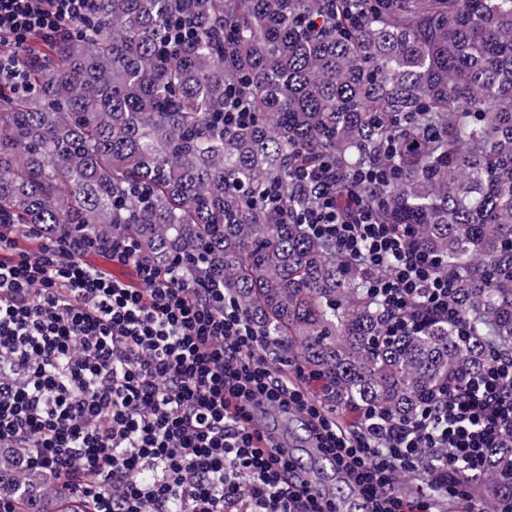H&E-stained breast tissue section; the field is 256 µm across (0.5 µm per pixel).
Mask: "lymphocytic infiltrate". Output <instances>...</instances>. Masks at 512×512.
<instances>
[{
	"instance_id": "lymphocytic-infiltrate-1",
	"label": "lymphocytic infiltrate",
	"mask_w": 512,
	"mask_h": 512,
	"mask_svg": "<svg viewBox=\"0 0 512 512\" xmlns=\"http://www.w3.org/2000/svg\"><path fill=\"white\" fill-rule=\"evenodd\" d=\"M99 0H0V81L24 86L27 49L80 29ZM325 164L303 189L299 220L370 271L369 290L409 325L419 308L454 318L448 277L409 229L345 214ZM29 234L20 249L0 224V447L51 475L90 512H340L256 410L296 412L318 451L367 502V512H476L469 482L488 449L512 439V352L480 378L439 393L411 421L373 408L351 425L330 417L296 371L283 376L260 336L216 283L160 268L131 237L96 247ZM100 252L132 267L131 287L91 264ZM417 483L402 492L401 475Z\"/></svg>"
}]
</instances>
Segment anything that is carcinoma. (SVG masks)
Listing matches in <instances>:
<instances>
[{
	"mask_svg": "<svg viewBox=\"0 0 512 512\" xmlns=\"http://www.w3.org/2000/svg\"><path fill=\"white\" fill-rule=\"evenodd\" d=\"M362 2L370 19L354 26L349 0H99L47 44L29 90L0 86V216L97 243L131 236L160 268L220 281L322 382L329 411L409 420L512 350V0ZM184 9L196 33L169 54ZM233 91L251 117L226 129L216 117ZM326 159L342 177L392 169L339 205L410 226L448 272L467 335L437 316L388 333L371 273L297 222L294 181ZM474 491L512 502V440ZM0 502L87 512L13 456Z\"/></svg>",
	"mask_w": 512,
	"mask_h": 512,
	"instance_id": "1",
	"label": "carcinoma"
}]
</instances>
